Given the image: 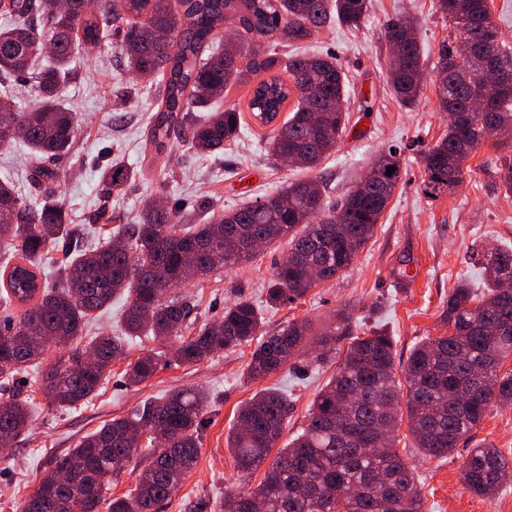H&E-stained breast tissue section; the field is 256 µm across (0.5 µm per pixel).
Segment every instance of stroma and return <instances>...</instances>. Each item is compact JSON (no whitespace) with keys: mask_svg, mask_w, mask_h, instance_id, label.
<instances>
[{"mask_svg":"<svg viewBox=\"0 0 512 512\" xmlns=\"http://www.w3.org/2000/svg\"><path fill=\"white\" fill-rule=\"evenodd\" d=\"M406 13L418 21L417 37L424 52L423 95L411 109L402 108L388 81L390 50L385 28L390 19ZM448 21L436 0H371L360 28L334 25L292 47L288 55L336 57L346 74L349 120L332 154L316 169L299 170L267 154L268 128L246 117L240 137L218 155H200L184 142H174L168 164L142 168L150 147L146 135L156 99L154 86L134 80L119 65L113 43L81 50L63 88L68 109L75 112L78 135L70 152L48 161L55 180L42 179L31 167L23 146L0 150V177H10L23 206L34 207L49 193L67 205L72 224L88 228L87 243H96L90 224L96 212L106 211L122 223H136L145 202L178 207L182 221L198 219V204L210 198L216 210L228 211L274 192L283 182L319 179L330 201L341 200L360 180L373 158L387 149L402 155V179L379 220L373 237L349 269L336 279L313 288L296 303L263 310L266 332L292 319H309L314 328L349 308L361 328L382 325L394 341L396 364H404L422 338L446 332L440 315L459 280L472 287L483 284L470 260L473 250L512 247V195L505 194L499 168L512 158V140L483 143L471 155L464 182L454 191L427 197L422 189L423 153L448 131L434 90L435 65L448 37ZM137 167L138 173L121 190L102 177L112 157ZM287 251L285 242L263 248L249 262L218 268L208 277L181 287L196 307L199 322L220 319L237 299L262 300L263 290ZM250 347L180 366L159 365L154 376L130 384L124 362H114L98 394L71 408L38 401L28 432L0 449V512H17L31 495L53 459L69 452L81 438L115 417L127 415L151 397L179 388H202L211 396L205 411L201 452L181 488L158 512H215L225 488L258 486L263 471L241 479L226 445L239 407L260 389L276 387L291 399L285 437L308 422L312 401L336 371L335 363L316 367L310 357L291 360L259 380L247 375ZM399 451L415 470L426 502L425 512H512V482L491 497L465 489L461 467L473 445L499 448L512 462V405L492 406L470 440L445 458L429 457L413 448L407 429L399 431Z\"/></svg>","mask_w":512,"mask_h":512,"instance_id":"stroma-1","label":"stroma"}]
</instances>
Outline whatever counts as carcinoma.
Wrapping results in <instances>:
<instances>
[{"mask_svg": "<svg viewBox=\"0 0 512 512\" xmlns=\"http://www.w3.org/2000/svg\"><path fill=\"white\" fill-rule=\"evenodd\" d=\"M368 0H0V148L24 143L34 158L68 152L78 123L60 97L72 59L88 44L112 38L126 68L156 86L157 116L149 132L155 162L176 137L206 155L224 152L237 139L241 111L234 105L188 122L192 112L209 109L226 96L244 73L267 72L278 59L267 51L272 39L299 43L338 23L357 28ZM452 32L441 48L435 92L450 116L448 132L423 156V192L433 198L464 180L465 163L490 137L512 132V92L502 90L498 71L512 72V51L496 44L495 66L478 75L457 62V42L479 48L497 31L489 0H438ZM385 37L398 57L389 68L396 100L405 107L423 89L421 48L416 23L390 21ZM283 71L254 87L248 111L261 126L274 122L290 97L297 103L267 139L277 160L293 157L315 169L336 147L347 122L343 110L347 81L333 56H290ZM14 77L35 92L31 110L16 106L8 89ZM396 167L387 175L388 167ZM378 179L332 206L316 179L287 183L246 206L216 213L213 202L199 204L201 220L182 228L176 211L147 203L139 223L115 229L94 250L81 230L69 224L64 203L52 196L37 209L23 208L13 184L0 179V302L25 305L19 321L0 328V383L14 381L27 363L42 360L53 347H66L42 373L50 406L74 408L96 395L112 361L127 356L131 342L160 345L126 365L132 384L153 377L158 360L197 363L227 349L253 346L247 375L261 379L291 359L316 351L318 362L338 358L336 373L309 410V422L269 458L283 435L287 395L264 388L238 412V426L227 437L236 468L246 479L266 467L257 488L224 491L223 512H424L420 481L397 452L398 430L407 420L414 447L445 457L471 437L490 407L512 405V372L500 365L512 354V249L479 253L487 288L476 292L461 283L448 296L441 320L452 334L418 341L398 379L394 342L381 329L360 334L350 312L336 311L319 331L308 319H293L272 334L263 330L261 305L239 300L224 316L183 336L193 305L171 294L185 282L217 270L212 254L236 266L255 252L238 246L260 238L288 244V261L275 267L265 288V306L303 299L315 286L349 268L371 239L402 178L401 154L390 149L372 163ZM114 189L132 171L115 158L103 169ZM61 255L59 285L50 286L44 262ZM320 267L321 279L307 275ZM126 295L121 335L84 338L93 314ZM176 343H171L172 338ZM348 340L337 355L336 343ZM210 401L199 388L178 389L149 400L127 417L114 418L85 435L28 496L18 512H99L109 485L110 463L143 450L150 458L135 487L108 502V512H157L196 465L199 431ZM29 397L16 391L0 401V445L21 436L31 423ZM147 436L139 448L138 435ZM71 459L83 465L73 484L60 471ZM512 479L502 452L477 444L462 464V482L471 493L489 497Z\"/></svg>", "mask_w": 512, "mask_h": 512, "instance_id": "1", "label": "carcinoma"}]
</instances>
